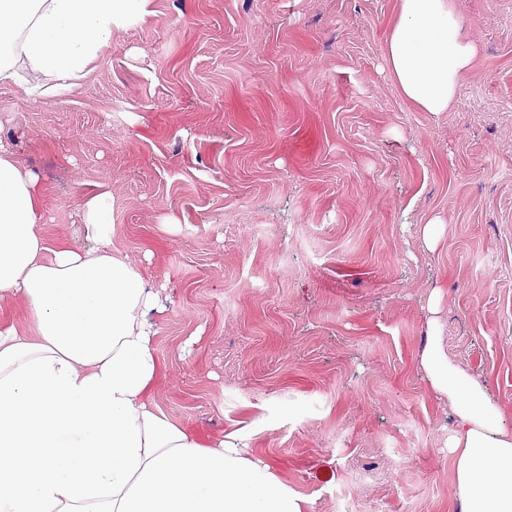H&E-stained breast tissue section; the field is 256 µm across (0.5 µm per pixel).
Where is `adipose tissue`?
Returning a JSON list of instances; mask_svg holds the SVG:
<instances>
[{
    "label": "adipose tissue",
    "instance_id": "obj_1",
    "mask_svg": "<svg viewBox=\"0 0 512 512\" xmlns=\"http://www.w3.org/2000/svg\"><path fill=\"white\" fill-rule=\"evenodd\" d=\"M152 15L151 0H0V86L66 97ZM465 26L456 0H399L383 61L408 105L450 109L479 57ZM45 209L39 177L0 144V301L22 298L27 321L0 327V512H304L239 435L202 440L155 404L153 274L113 246L106 195L81 201L88 248L49 244ZM420 364L455 416L460 512H512V427L488 385L438 335Z\"/></svg>",
    "mask_w": 512,
    "mask_h": 512
}]
</instances>
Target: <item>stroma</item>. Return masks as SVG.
Wrapping results in <instances>:
<instances>
[{
	"label": "stroma",
	"instance_id": "obj_1",
	"mask_svg": "<svg viewBox=\"0 0 512 512\" xmlns=\"http://www.w3.org/2000/svg\"><path fill=\"white\" fill-rule=\"evenodd\" d=\"M458 4L480 59L439 114L381 69L398 0H152L70 97L0 87L47 239L91 245L104 192L152 256L159 409L239 433L307 512H459L431 319L512 409V0Z\"/></svg>",
	"mask_w": 512,
	"mask_h": 512
}]
</instances>
